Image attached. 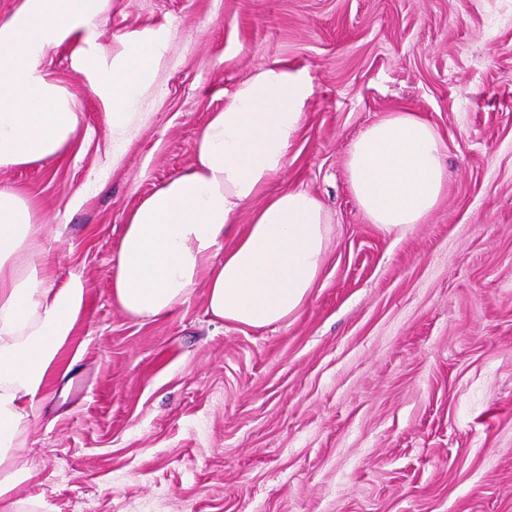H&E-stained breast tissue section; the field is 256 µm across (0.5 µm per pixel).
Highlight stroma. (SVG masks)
<instances>
[{"label":"stroma","mask_w":512,"mask_h":512,"mask_svg":"<svg viewBox=\"0 0 512 512\" xmlns=\"http://www.w3.org/2000/svg\"><path fill=\"white\" fill-rule=\"evenodd\" d=\"M149 31L165 60L120 160L65 43L43 69L75 93L78 135L53 162L0 169L38 207L40 277L89 285L17 442L16 512H512V0H110L104 63ZM276 61L313 92L268 190H307L332 226L307 302L262 329L213 321L202 287L167 317L125 314L127 213ZM393 112L436 130L448 171L401 237L370 223L345 168Z\"/></svg>","instance_id":"stroma-1"}]
</instances>
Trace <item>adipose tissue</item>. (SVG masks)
Segmentation results:
<instances>
[{
    "label": "adipose tissue",
    "mask_w": 512,
    "mask_h": 512,
    "mask_svg": "<svg viewBox=\"0 0 512 512\" xmlns=\"http://www.w3.org/2000/svg\"><path fill=\"white\" fill-rule=\"evenodd\" d=\"M107 2L23 0L0 22L1 169L48 163L75 139L82 121L76 96L41 64L67 42L84 69L99 71L94 29ZM165 50L158 33L124 40L107 78L91 85L113 138L124 137ZM310 95L308 76L281 62L236 86L201 129L193 163L128 213L112 265L116 306L137 318L161 317L200 284L208 314L220 322L263 328L304 306L326 258L328 215L304 190L270 195L266 186L288 164ZM346 174L371 223L403 235L434 209L446 166L434 129L414 113L395 112L352 142ZM36 212L24 194L0 188V512H14L13 496L29 477L15 443L87 310L81 276L58 287L39 277ZM244 212L245 231L225 247V234Z\"/></svg>",
    "instance_id": "ef3b65f1"
}]
</instances>
